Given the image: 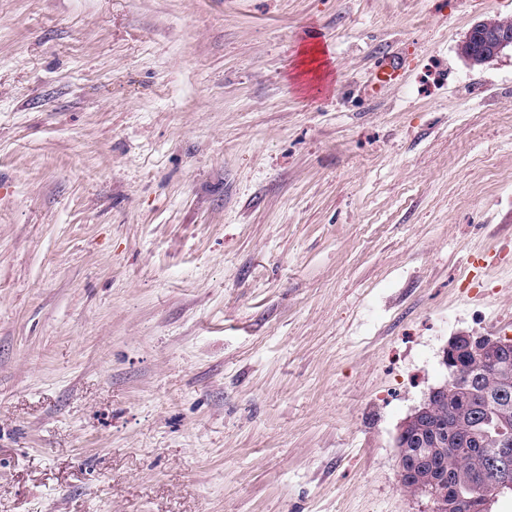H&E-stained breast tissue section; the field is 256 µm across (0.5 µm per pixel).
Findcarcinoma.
<instances>
[{"mask_svg": "<svg viewBox=\"0 0 512 512\" xmlns=\"http://www.w3.org/2000/svg\"><path fill=\"white\" fill-rule=\"evenodd\" d=\"M484 51H490L489 46L473 40L461 47L462 55L475 65L482 64ZM429 417L448 430L451 451L444 454L433 443L424 418L409 426V449L418 458L445 457L448 483L455 487L454 512H471L475 492H489L504 478L512 479V471L505 474L498 466L499 423L512 425V356L493 366L480 364L461 370L448 386L447 395L433 404ZM437 479L425 466L402 486L414 496L430 498L439 492Z\"/></svg>", "mask_w": 512, "mask_h": 512, "instance_id": "carcinoma-1", "label": "carcinoma"}]
</instances>
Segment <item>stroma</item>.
<instances>
[{"instance_id":"1","label":"stroma","mask_w":512,"mask_h":512,"mask_svg":"<svg viewBox=\"0 0 512 512\" xmlns=\"http://www.w3.org/2000/svg\"><path fill=\"white\" fill-rule=\"evenodd\" d=\"M490 18L0 0V512H430L399 428L451 337L512 336V48L460 51ZM403 69L404 60L400 56L396 54L384 56L379 65H377L373 85L375 87H383L396 84L401 77Z\"/></svg>"}]
</instances>
